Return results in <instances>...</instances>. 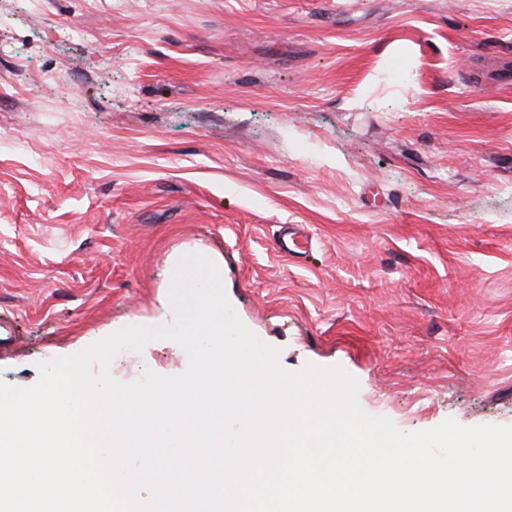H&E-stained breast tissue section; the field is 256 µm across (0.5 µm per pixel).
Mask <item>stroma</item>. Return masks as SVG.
Masks as SVG:
<instances>
[{"instance_id":"stroma-1","label":"stroma","mask_w":512,"mask_h":512,"mask_svg":"<svg viewBox=\"0 0 512 512\" xmlns=\"http://www.w3.org/2000/svg\"><path fill=\"white\" fill-rule=\"evenodd\" d=\"M193 253L285 370L512 426V0H0V380L173 322Z\"/></svg>"}]
</instances>
